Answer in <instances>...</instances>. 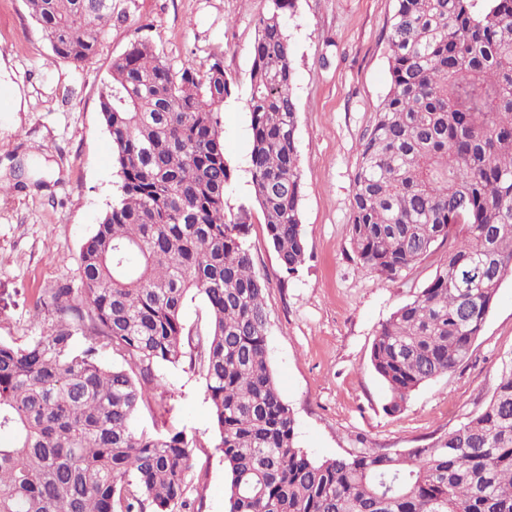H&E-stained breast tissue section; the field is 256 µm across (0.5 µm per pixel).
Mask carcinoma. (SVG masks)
I'll list each match as a JSON object with an SVG mask.
<instances>
[{
    "label": "carcinoma",
    "mask_w": 512,
    "mask_h": 512,
    "mask_svg": "<svg viewBox=\"0 0 512 512\" xmlns=\"http://www.w3.org/2000/svg\"><path fill=\"white\" fill-rule=\"evenodd\" d=\"M26 2L75 65L112 24L113 0ZM290 6L269 0L258 20L249 107L253 198L291 275L306 241ZM388 66L353 172V251L393 279L445 248L371 346L396 413L468 361L512 274V0H396ZM230 94L219 57L175 73L141 40L113 59L100 108L119 181L80 251L81 300L58 288L55 324L21 346L0 340V512H186L194 440L143 419L156 369L186 356L229 469L227 512H512V354L485 405L424 448L318 461L297 445L268 366L248 212H225ZM197 297L194 330L183 310Z\"/></svg>",
    "instance_id": "cac0c4a2"
}]
</instances>
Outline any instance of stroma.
Listing matches in <instances>:
<instances>
[{
    "instance_id": "1",
    "label": "stroma",
    "mask_w": 512,
    "mask_h": 512,
    "mask_svg": "<svg viewBox=\"0 0 512 512\" xmlns=\"http://www.w3.org/2000/svg\"><path fill=\"white\" fill-rule=\"evenodd\" d=\"M395 0H292V46L307 251L287 274L253 200L251 48L266 0H113L112 24L82 65L57 57L25 0H0V340L21 345L52 320L53 293L79 300V254L110 205L118 177L99 94L114 58L149 41L172 70L221 57L232 94L219 108L233 172L226 213L250 211L253 265L268 283L270 369L295 418L296 440L317 460L364 450L406 451L466 420L485 403L512 353V275L505 278L468 362L418 389L401 411L370 362L382 322L433 275L432 254L396 279L358 264L351 245L352 175L389 83ZM152 415L186 429L191 512H225L227 471L205 384L188 361L157 368Z\"/></svg>"
}]
</instances>
